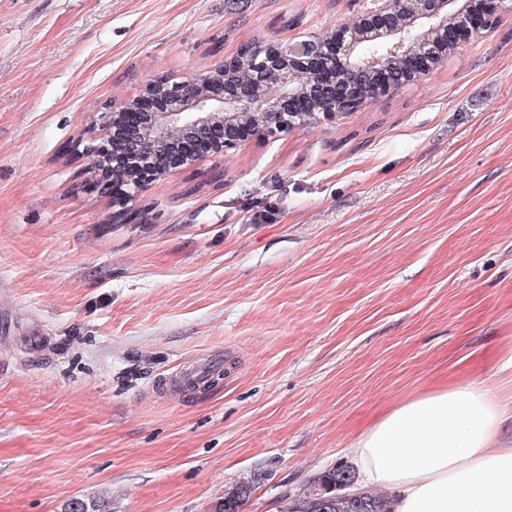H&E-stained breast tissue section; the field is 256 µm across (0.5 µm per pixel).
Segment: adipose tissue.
Instances as JSON below:
<instances>
[{
    "instance_id": "ef3b65f1",
    "label": "adipose tissue",
    "mask_w": 512,
    "mask_h": 512,
    "mask_svg": "<svg viewBox=\"0 0 512 512\" xmlns=\"http://www.w3.org/2000/svg\"><path fill=\"white\" fill-rule=\"evenodd\" d=\"M350 495L392 512H512V389L450 384L389 410L352 445Z\"/></svg>"
}]
</instances>
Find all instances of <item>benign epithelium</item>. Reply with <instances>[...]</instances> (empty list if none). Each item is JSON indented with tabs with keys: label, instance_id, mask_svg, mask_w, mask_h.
Here are the masks:
<instances>
[{
	"label": "benign epithelium",
	"instance_id": "1",
	"mask_svg": "<svg viewBox=\"0 0 512 512\" xmlns=\"http://www.w3.org/2000/svg\"><path fill=\"white\" fill-rule=\"evenodd\" d=\"M512 10V0H494L476 31L489 27L495 18ZM375 16L391 17L394 24L388 28L371 29L357 21L350 27L352 38L337 55V67L341 73L357 70L368 74L373 70L386 69L392 58L425 50L432 42L449 36L448 22L460 24L468 21L458 0H381L371 11ZM330 36L318 33L296 43L259 42L250 49V56L259 64L257 86H249L234 95L213 93L217 74L224 69L219 63L204 71L180 79H165L145 83L142 93L121 103L106 115L100 143L89 144L84 152L89 157L88 173H97L101 164L102 143L112 130L132 118H141L140 131L129 145L124 157L114 159L113 170L127 171L128 166L146 162L157 168L158 177L172 172L162 167L169 153L183 139L197 135L215 138L208 156H220L224 149L241 136L221 134V130L243 126L252 131L250 122L263 119L261 131L268 137H277L289 128L320 117H334L367 102L324 93L319 69L302 68L327 56L326 47ZM304 70L306 81L298 84L296 72ZM161 98L167 103L163 112L139 113L144 98ZM304 98L307 106L298 113L282 112V103L293 98Z\"/></svg>",
	"mask_w": 512,
	"mask_h": 512
}]
</instances>
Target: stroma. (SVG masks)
Listing matches in <instances>:
<instances>
[{
	"instance_id": "1",
	"label": "stroma",
	"mask_w": 512,
	"mask_h": 512,
	"mask_svg": "<svg viewBox=\"0 0 512 512\" xmlns=\"http://www.w3.org/2000/svg\"><path fill=\"white\" fill-rule=\"evenodd\" d=\"M372 0H0V512H274L512 350V13L422 80L146 184L74 141ZM37 327L38 337L28 336ZM215 361L207 383L173 387Z\"/></svg>"
}]
</instances>
